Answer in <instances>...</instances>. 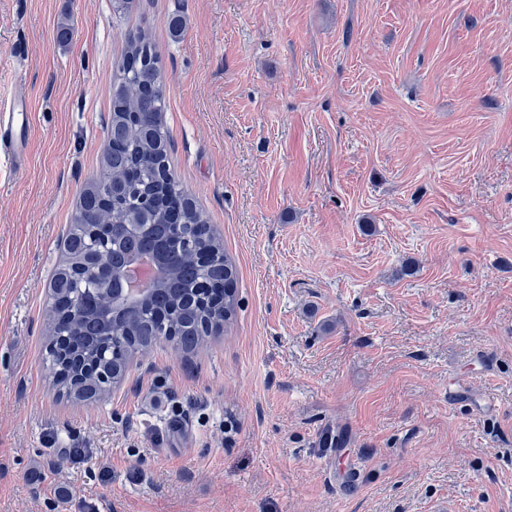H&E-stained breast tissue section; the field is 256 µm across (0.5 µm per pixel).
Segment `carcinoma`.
Masks as SVG:
<instances>
[{
	"label": "carcinoma",
	"instance_id": "cac0c4a2",
	"mask_svg": "<svg viewBox=\"0 0 512 512\" xmlns=\"http://www.w3.org/2000/svg\"><path fill=\"white\" fill-rule=\"evenodd\" d=\"M166 97L156 47L139 31L129 37L123 65L112 94V122L102 158V177L89 182L83 192L78 214L96 224L109 219L114 224H144L135 237L121 238L106 254L112 269L123 271L126 257L146 254L158 265L154 283L129 299L121 294L119 276L111 284V295H103L74 272V265L97 249L90 229L74 225L67 238L69 261L55 275L56 296L49 313H54L57 297L67 299L73 315L66 324L48 326L56 333L75 339L78 357L70 373H78L87 359L119 382L128 361L156 346L165 338L182 351L198 350L210 333L227 324L237 307L234 283L237 270L229 257L210 265L195 259V248L203 240L214 249L223 246L179 181L170 172V138L161 116ZM187 224L188 242L171 247L173 223ZM224 281V303L205 306L195 286L202 281ZM121 340L122 353L113 356L104 350L107 334ZM57 385L78 400H103L109 392L93 378L71 382L57 377Z\"/></svg>",
	"mask_w": 512,
	"mask_h": 512
}]
</instances>
